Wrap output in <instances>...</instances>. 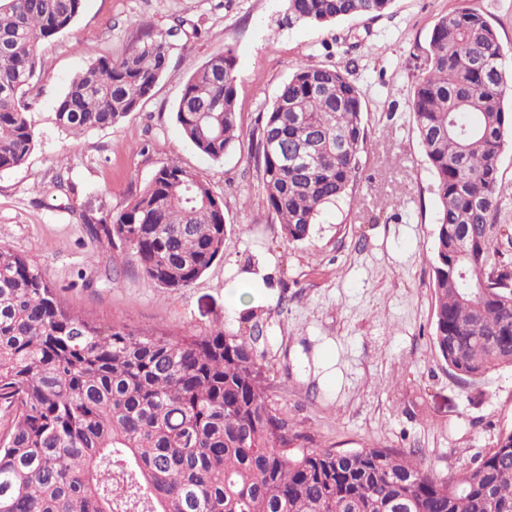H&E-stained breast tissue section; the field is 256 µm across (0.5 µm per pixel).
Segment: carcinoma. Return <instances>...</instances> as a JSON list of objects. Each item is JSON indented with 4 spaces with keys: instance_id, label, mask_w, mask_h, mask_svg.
I'll return each mask as SVG.
<instances>
[{
    "instance_id": "cac0c4a2",
    "label": "carcinoma",
    "mask_w": 512,
    "mask_h": 512,
    "mask_svg": "<svg viewBox=\"0 0 512 512\" xmlns=\"http://www.w3.org/2000/svg\"><path fill=\"white\" fill-rule=\"evenodd\" d=\"M84 0H0V171L35 145L27 93L38 49L73 27ZM394 0H285L282 22L377 18ZM167 31L141 27L116 58L70 82L56 124L80 135L136 111L170 64ZM505 52L472 8L433 26L408 101L435 178L433 342L456 376L512 366V262L498 243L500 159L512 143ZM231 47L190 73L176 110L184 138L220 160L242 138ZM363 94L340 64H298L250 133L266 207L289 242L351 194L366 149ZM97 223L158 287H190L224 253V203L169 161ZM0 512H512V428L446 479L393 448H313L268 402L253 345L137 334L68 310L28 260L0 247Z\"/></svg>"
}]
</instances>
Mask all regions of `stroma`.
<instances>
[{"label": "stroma", "instance_id": "1", "mask_svg": "<svg viewBox=\"0 0 512 512\" xmlns=\"http://www.w3.org/2000/svg\"><path fill=\"white\" fill-rule=\"evenodd\" d=\"M469 5L495 27L512 70V0H394L374 19L282 24L284 0H84L69 31L39 48L28 94L36 144L0 171V246L26 257L73 312L138 333L253 337L267 395L312 446L394 448L436 476L464 470L512 425V367L459 380L433 343L430 252L434 176L408 99L431 30ZM181 31L168 69L121 123L73 136L57 101L95 58L120 56L142 24ZM232 46L247 133L297 64L345 63L363 91L368 152L352 197L327 208L309 239L274 224L245 136L221 160L181 134L176 107L192 66ZM177 161L223 201L224 255L191 286L158 288L96 221L125 207ZM331 361L315 367V350Z\"/></svg>", "mask_w": 512, "mask_h": 512}]
</instances>
